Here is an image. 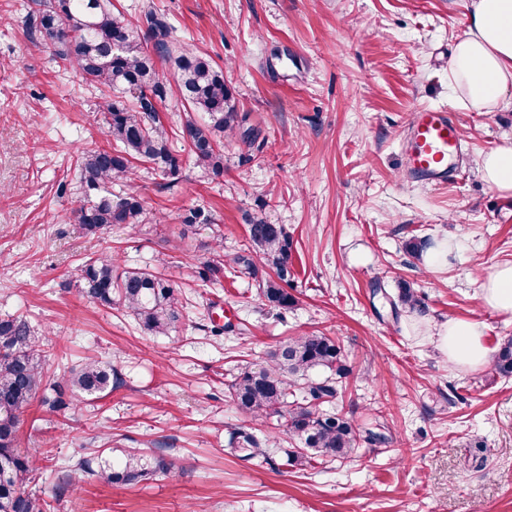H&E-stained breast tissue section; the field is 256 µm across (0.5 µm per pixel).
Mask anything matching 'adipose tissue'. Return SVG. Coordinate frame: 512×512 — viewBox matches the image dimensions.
I'll return each instance as SVG.
<instances>
[{
  "label": "adipose tissue",
  "instance_id": "ef3b65f1",
  "mask_svg": "<svg viewBox=\"0 0 512 512\" xmlns=\"http://www.w3.org/2000/svg\"><path fill=\"white\" fill-rule=\"evenodd\" d=\"M448 85L464 107L493 110L512 86V0H470L465 29L448 64ZM486 184L512 195V145L484 154L479 162ZM483 305L512 315V265L493 270L481 284ZM477 322L449 321L438 335L437 347L450 362L470 369L484 365L488 351Z\"/></svg>",
  "mask_w": 512,
  "mask_h": 512
}]
</instances>
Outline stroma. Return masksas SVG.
<instances>
[{"instance_id":"stroma-1","label":"stroma","mask_w":512,"mask_h":512,"mask_svg":"<svg viewBox=\"0 0 512 512\" xmlns=\"http://www.w3.org/2000/svg\"><path fill=\"white\" fill-rule=\"evenodd\" d=\"M30 2L0 0V318L26 317L51 365L99 359L120 382L74 408H25L20 445L38 457L27 490L51 512H512V376L459 367L435 345L451 318L480 322L489 353L512 339V315L480 299L483 277L512 264V196L477 165L512 141V88L493 111L470 112L448 86L469 0H114L132 20L165 16L172 39L223 67L238 125L221 175L183 152L174 183L144 167L114 182L141 195L146 220L95 236L72 211L78 157L107 144L97 95L29 40ZM420 105L448 108L460 130L462 171L443 186L406 177L404 131ZM191 208L211 214L228 255L249 246L246 214L284 225L296 306L269 308L240 273L202 281L210 230L178 236ZM411 240L444 258L425 264ZM108 248L177 285L176 333L147 334L80 293L73 267ZM400 280L420 310L392 312ZM312 332L337 339L349 369L329 410L387 444L305 469L287 465L284 439L267 463L228 454L233 429L278 430L231 404L232 376ZM132 448L163 451L170 472L67 485L80 459L112 463Z\"/></svg>"}]
</instances>
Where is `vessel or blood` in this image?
I'll use <instances>...</instances> for the list:
<instances>
[{"label":"vessel or blood","instance_id":"vessel-or-blood-1","mask_svg":"<svg viewBox=\"0 0 512 512\" xmlns=\"http://www.w3.org/2000/svg\"><path fill=\"white\" fill-rule=\"evenodd\" d=\"M460 134L448 109L417 107L406 127L405 166L412 179L436 186L455 178Z\"/></svg>","mask_w":512,"mask_h":512}]
</instances>
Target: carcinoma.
Masks as SVG:
<instances>
[{
  "label": "carcinoma",
  "instance_id": "obj_1",
  "mask_svg": "<svg viewBox=\"0 0 512 512\" xmlns=\"http://www.w3.org/2000/svg\"><path fill=\"white\" fill-rule=\"evenodd\" d=\"M26 29L32 41L53 49L67 68L108 90L99 110L103 114V135L113 142L79 157V189L82 203L75 221L90 234L111 226L131 230L146 217L144 202L133 192L114 193L112 182L130 180L134 161L152 165L165 179L180 173L178 147H183L214 174L224 170V133L238 123V113L223 70L192 49L170 41V25L164 16L148 10L133 22L115 9L112 0H32L26 15ZM174 69L178 95L189 110L206 114L199 123L189 118L183 129L169 130L161 121L159 105L168 95V85L159 78L154 57ZM121 91L132 103L112 97ZM250 249L229 259L224 246L215 240L213 258L202 263L200 278L217 283L224 267L234 265L254 279L266 305L281 310L292 307L288 293V261L291 242L281 224L263 215L245 218ZM212 224L200 208L188 210L182 218V235ZM270 265L275 276L260 272L255 258ZM75 285L88 299L108 307L117 305L131 313L145 332L170 336L182 319L181 293L168 279L140 269H123L119 255L106 252L76 266L71 273ZM323 368L343 377L347 373L340 345L315 333L292 336L267 354L265 361L243 368L228 384L232 402L261 420L278 417L279 434L295 443L287 452L290 466H313L327 461L349 459L361 442L383 443L385 437L363 432L349 419L328 413L321 405L337 394L333 378L309 380V372ZM494 369L512 375V340L503 344L494 358ZM67 388L69 400L61 398L52 407L93 402L112 391V367L99 360L53 371L39 350L34 327L23 316L0 319V512H50L44 499L26 492L27 475L37 469V459L18 447L17 432L22 410L44 386ZM231 453L244 459H268L267 450L250 431L231 433ZM160 456L141 451L128 452L112 468L96 470L90 461L76 465L78 484L87 476H99L110 483L138 484L157 472L168 470Z\"/></svg>",
  "mask_w": 512,
  "mask_h": 512
}]
</instances>
